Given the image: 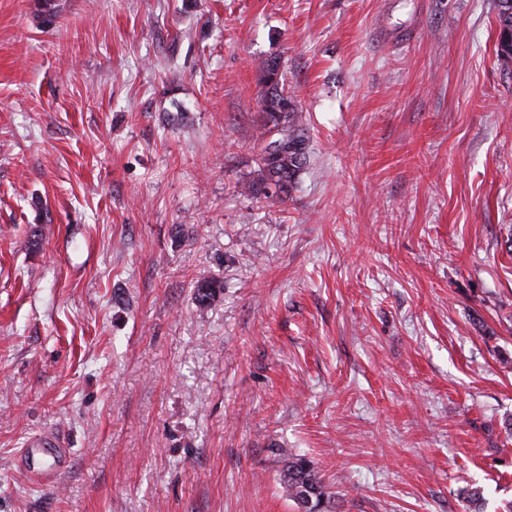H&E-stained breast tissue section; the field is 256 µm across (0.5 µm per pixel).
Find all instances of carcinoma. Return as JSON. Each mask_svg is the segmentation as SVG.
Returning a JSON list of instances; mask_svg holds the SVG:
<instances>
[{
    "label": "carcinoma",
    "mask_w": 512,
    "mask_h": 512,
    "mask_svg": "<svg viewBox=\"0 0 512 512\" xmlns=\"http://www.w3.org/2000/svg\"><path fill=\"white\" fill-rule=\"evenodd\" d=\"M496 24L499 32L512 30V0H497ZM267 86L260 101L266 125L275 131V139L263 146L258 158L257 178L244 184V189L254 196L281 199L297 185L308 158V137L305 122L295 97L284 96L280 86V61L276 57L260 63ZM224 287L215 278L206 279L196 286L195 300L207 305ZM280 484L289 500L295 502L304 492H313L314 503L321 505V512H332L334 496L328 491L310 463L297 456L288 460L280 475ZM466 505L465 512H482L484 494L478 486H467L461 491Z\"/></svg>",
    "instance_id": "carcinoma-1"
}]
</instances>
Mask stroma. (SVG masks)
<instances>
[{
	"label": "stroma",
	"mask_w": 512,
	"mask_h": 512,
	"mask_svg": "<svg viewBox=\"0 0 512 512\" xmlns=\"http://www.w3.org/2000/svg\"><path fill=\"white\" fill-rule=\"evenodd\" d=\"M53 4L0 0V512H296L295 456L336 512H502L496 0ZM272 56L281 201L243 189ZM275 65V67L273 66ZM264 83L267 86L260 101L262 112L265 114V133L275 131L276 138L267 145L264 144L258 158L257 178L244 184L243 188L254 196H264L269 199H282L297 185L301 172L304 170L308 158V137L302 112L295 97L288 95V107L285 104L284 90L280 86L282 73L280 61L277 57H270L261 61L259 65ZM272 125V129L268 126ZM270 148L273 152H270ZM283 153L284 164L270 165L267 155ZM283 185L278 191H269L271 185ZM280 484L283 492L289 500L293 501L297 506L298 497L303 493L315 491L312 497L315 504L321 505L322 512H332L334 509V496L328 491L321 481L318 474L313 470L310 463L303 457L297 456L288 460L280 475ZM313 500L306 498L305 503H301V512L305 509L314 510Z\"/></svg>",
	"instance_id": "obj_1"
}]
</instances>
